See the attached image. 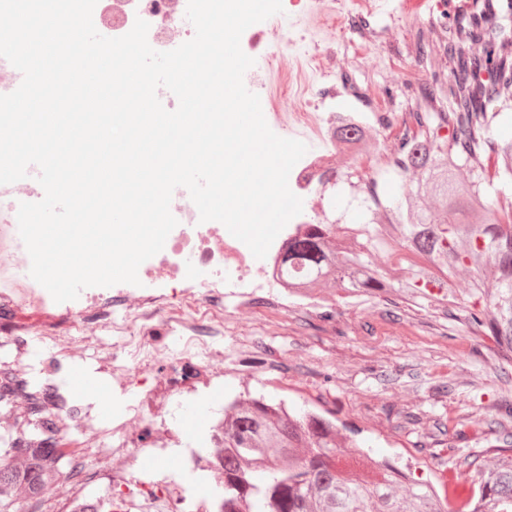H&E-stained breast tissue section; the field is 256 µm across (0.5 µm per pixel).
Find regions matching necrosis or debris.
<instances>
[{
  "mask_svg": "<svg viewBox=\"0 0 512 512\" xmlns=\"http://www.w3.org/2000/svg\"><path fill=\"white\" fill-rule=\"evenodd\" d=\"M186 7L187 0H112L108 28L113 36L120 37L140 18L149 25L148 42L153 49L181 44L195 35ZM255 38L265 46L266 64L247 70L245 78L265 93L271 116L285 133L299 132L313 141V148L291 170L288 183L301 199H314L321 192L319 178L324 165L338 154L353 158L361 150V142L340 141L342 128H374L378 116L372 112L325 111V104L338 96L334 48L311 42L304 60L296 64L298 89L288 93L282 87L286 70L280 60L291 53L295 37L268 25L258 29ZM170 210L178 224L157 253L150 278L167 286L186 285L198 302L224 307L235 319L242 318L259 300L284 312L318 305L319 295L297 287L281 257L289 237L297 235L302 225L322 223L319 209H304L291 219L261 260L220 222H200L196 205L181 190H174ZM165 313V294L147 287L135 293L120 288L106 302L79 307L74 316L85 330L83 342H59L52 361L54 371H61L75 355L88 353L111 371L117 385H139L148 397L154 393V381L178 377L185 363L223 373L224 350L217 344L224 336L223 324L206 327L190 317H181L176 330L183 346L175 353L140 335ZM106 327L116 335L112 355L107 359L102 356L103 346L97 336ZM42 385L55 394V425L77 431L86 450L67 460L62 477L47 485L40 497L18 489L15 498L19 512H88L92 507L97 512H177L185 492L180 475L204 471L217 479L224 471L228 404H220L218 417L203 428L201 447L185 455L169 456L161 471H138L135 459L154 460L160 447L173 439L170 423L149 418L142 408L133 407L112 427H102L91 418L84 399L61 389L52 379H44Z\"/></svg>",
  "mask_w": 512,
  "mask_h": 512,
  "instance_id": "obj_1",
  "label": "necrosis or debris"
}]
</instances>
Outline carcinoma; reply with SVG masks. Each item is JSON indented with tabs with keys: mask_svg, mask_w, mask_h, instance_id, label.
I'll list each match as a JSON object with an SVG mask.
<instances>
[{
	"mask_svg": "<svg viewBox=\"0 0 512 512\" xmlns=\"http://www.w3.org/2000/svg\"><path fill=\"white\" fill-rule=\"evenodd\" d=\"M499 0H464L448 34L433 24L417 43L432 63L425 40L444 39L451 79L421 90L416 109L398 120L405 133L396 151L379 155L377 170L358 166L324 175V190L346 184L360 222L312 224L288 240L283 262L304 273L306 288H340L366 301L379 293L423 306L454 303L456 275L471 273L473 298L466 320L494 338L512 362V141L493 138L498 116L491 103L512 97V40L490 37ZM400 177L402 194L383 190ZM420 256L418 263L413 257ZM407 265L396 279L390 264ZM0 388L27 397V413L46 409L28 386L0 378ZM336 418L327 411L294 413L283 402L251 398L224 424V508L241 501L250 512H449L427 490L401 492L406 474L388 462L375 476L344 470V458L364 460L360 442L336 444ZM70 455L53 436L38 448H0V512H15V489L30 494L56 481ZM473 512H512V466L478 463L473 452Z\"/></svg>",
	"mask_w": 512,
	"mask_h": 512,
	"instance_id": "cac0c4a2",
	"label": "carcinoma"
}]
</instances>
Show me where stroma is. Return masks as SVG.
Wrapping results in <instances>:
<instances>
[{"instance_id":"1","label":"stroma","mask_w":512,"mask_h":512,"mask_svg":"<svg viewBox=\"0 0 512 512\" xmlns=\"http://www.w3.org/2000/svg\"><path fill=\"white\" fill-rule=\"evenodd\" d=\"M436 0H416L389 21L393 39L379 23L364 21L355 0H343L341 23L316 31L321 41L344 50L337 109L409 111L425 80L447 72L439 42L433 66L418 61L416 34L436 19ZM377 48V57L364 56ZM0 336H26L35 376L60 340L81 343L73 310L108 296V289H83L77 301L55 302L29 273L31 258L12 226L0 223ZM468 275H458L456 302L448 309L424 308L393 295L358 302L343 291L322 289L312 313L281 316L259 303L224 337V372L196 370L198 398L175 407L179 430L192 438L206 409L201 395L242 389L299 408L328 410L370 448L376 460H391L405 473L441 488L442 473L465 478L468 468L450 459L481 452L485 464L512 460V362L502 359L492 337L465 323Z\"/></svg>"}]
</instances>
